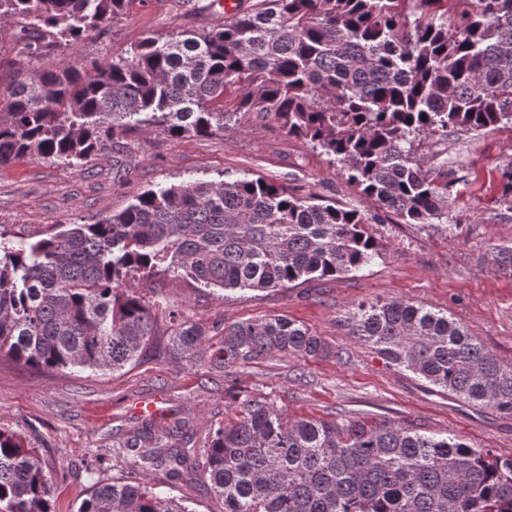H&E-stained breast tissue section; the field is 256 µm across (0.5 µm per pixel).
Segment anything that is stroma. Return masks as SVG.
Listing matches in <instances>:
<instances>
[{
    "mask_svg": "<svg viewBox=\"0 0 512 512\" xmlns=\"http://www.w3.org/2000/svg\"><path fill=\"white\" fill-rule=\"evenodd\" d=\"M239 0H135L120 21L96 37L103 58L125 54L145 38L173 31L209 29ZM126 171L114 179L112 155L74 167L30 157L0 166V225L33 234L57 224H93L124 210L142 191L188 180L227 175L261 176L328 200L360 205L356 189L321 150L288 136L273 117L237 115L234 129L208 137H172L162 131L128 134ZM447 151L448 218L435 225L398 223L382 214L372 225L381 256L359 271L274 291L197 287L161 273L142 283L156 302L163 342L168 313L176 309L203 329L271 315L304 323L341 357L302 359L274 355L231 375L208 362L171 361L161 346L118 372L77 369L43 372L0 359V427L18 431L39 449L55 476L56 512H77L96 483L115 472L92 452L112 445L113 433L137 428L141 402H159L157 424L189 420L196 444L213 425L230 420L246 398L268 395L295 419L341 415L387 418L426 434L448 433L478 448L512 454V420L449 398L398 372L371 347L352 339L344 322L358 304L400 298L448 312L504 364L512 365V277L500 274L493 247L512 244V204L501 196L502 166L512 160V124L496 130L458 132L424 147Z\"/></svg>",
    "mask_w": 512,
    "mask_h": 512,
    "instance_id": "stroma-1",
    "label": "stroma"
}]
</instances>
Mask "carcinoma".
Here are the masks:
<instances>
[{"instance_id": "obj_1", "label": "carcinoma", "mask_w": 512, "mask_h": 512, "mask_svg": "<svg viewBox=\"0 0 512 512\" xmlns=\"http://www.w3.org/2000/svg\"><path fill=\"white\" fill-rule=\"evenodd\" d=\"M134 0H0L18 28L0 101V165L83 164L140 127L212 136L233 113L273 116L340 164L359 196L402 224L448 217V159L421 143L512 123V0H256L201 31L148 37L127 55L86 52ZM237 93L234 112L224 93ZM376 215L261 176L148 189L94 224L26 237L0 229V357L42 371H117L156 342L155 303L134 284L172 272L204 288L274 290L358 271L380 255ZM512 277V245L498 248ZM348 335L397 369L512 419V365L446 312L376 299ZM173 327L168 355L230 372L272 354L325 357L328 343L282 316ZM139 476L99 484L77 512H192L152 479L199 481L224 512H512V456L394 420H291L244 400L204 447L185 419L151 415L96 460ZM39 449L0 429V512H55Z\"/></svg>"}]
</instances>
